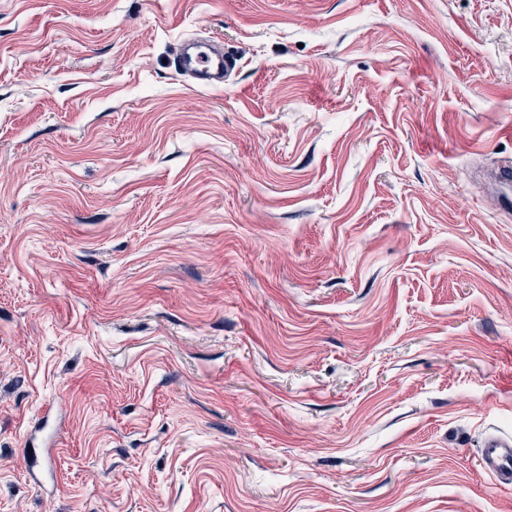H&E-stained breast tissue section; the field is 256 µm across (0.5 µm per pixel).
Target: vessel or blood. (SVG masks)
<instances>
[{
    "instance_id": "vessel-or-blood-1",
    "label": "vessel or blood",
    "mask_w": 512,
    "mask_h": 512,
    "mask_svg": "<svg viewBox=\"0 0 512 512\" xmlns=\"http://www.w3.org/2000/svg\"><path fill=\"white\" fill-rule=\"evenodd\" d=\"M174 54L177 71L193 78L200 87L207 88L221 83L237 69L234 55L222 53L210 44H180L175 48ZM480 465L498 485L511 486L512 436H486L481 447Z\"/></svg>"
}]
</instances>
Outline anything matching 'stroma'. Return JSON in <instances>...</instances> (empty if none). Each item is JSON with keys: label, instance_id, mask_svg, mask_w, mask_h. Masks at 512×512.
Instances as JSON below:
<instances>
[{"label": "stroma", "instance_id": "1", "mask_svg": "<svg viewBox=\"0 0 512 512\" xmlns=\"http://www.w3.org/2000/svg\"><path fill=\"white\" fill-rule=\"evenodd\" d=\"M509 126L512 0H0V512H512ZM207 44L180 43L174 50L176 70L205 88L224 82V78H229L237 69L234 55H224L212 44ZM479 459L482 470L499 486L512 485V436H486Z\"/></svg>", "mask_w": 512, "mask_h": 512}]
</instances>
